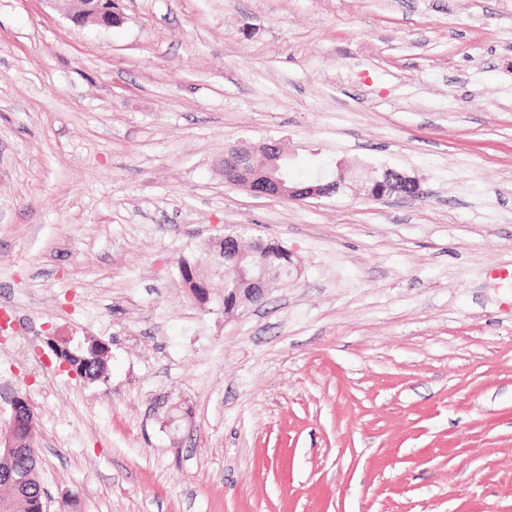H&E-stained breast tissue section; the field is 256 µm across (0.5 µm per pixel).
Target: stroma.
Returning a JSON list of instances; mask_svg holds the SVG:
<instances>
[{
    "mask_svg": "<svg viewBox=\"0 0 512 512\" xmlns=\"http://www.w3.org/2000/svg\"><path fill=\"white\" fill-rule=\"evenodd\" d=\"M118 11L0 0V312L42 325L0 386L36 407L47 512H512V0ZM270 138L351 187L225 184V148ZM373 168L420 196L368 198ZM242 230L293 265L228 315ZM90 337L95 382L49 348ZM68 2L67 14L76 22L91 19L101 27H111L118 20L115 10L109 9L101 0H64Z\"/></svg>",
    "mask_w": 512,
    "mask_h": 512,
    "instance_id": "35a3bbf8",
    "label": "stroma"
}]
</instances>
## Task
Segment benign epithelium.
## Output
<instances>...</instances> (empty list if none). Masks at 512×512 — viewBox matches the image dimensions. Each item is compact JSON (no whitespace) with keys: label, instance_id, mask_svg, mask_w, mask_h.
<instances>
[{"label":"benign epithelium","instance_id":"7a95c632","mask_svg":"<svg viewBox=\"0 0 512 512\" xmlns=\"http://www.w3.org/2000/svg\"><path fill=\"white\" fill-rule=\"evenodd\" d=\"M67 14L76 22L88 19L101 27L108 28L118 20L116 11L109 9L101 0H66ZM289 154L279 141H268L250 148H232L224 153V183L242 187L256 196L303 201L309 198L331 197L348 186V171L340 163L336 171H326L305 185H297L288 177L282 165ZM420 193L418 181L402 172L386 168L374 169L369 178L368 195L375 200L392 195L415 197ZM278 280V274L267 269L248 275L246 288H234L233 304L224 306L228 315L239 307L267 298L271 286ZM11 418L0 428V445L5 454L0 458V484L9 485L22 480L14 469V461L34 451V445L20 448L16 444L17 426L33 420L28 397L15 391L9 398Z\"/></svg>","mask_w":512,"mask_h":512}]
</instances>
